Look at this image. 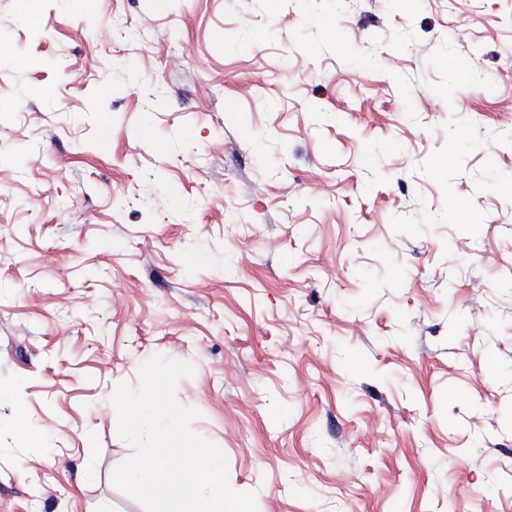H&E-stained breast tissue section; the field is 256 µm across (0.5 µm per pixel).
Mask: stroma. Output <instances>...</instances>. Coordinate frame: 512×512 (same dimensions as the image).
<instances>
[{"label":"stroma","mask_w":512,"mask_h":512,"mask_svg":"<svg viewBox=\"0 0 512 512\" xmlns=\"http://www.w3.org/2000/svg\"><path fill=\"white\" fill-rule=\"evenodd\" d=\"M510 181L512 0H0V512H145L155 355L258 512H512Z\"/></svg>","instance_id":"obj_1"}]
</instances>
